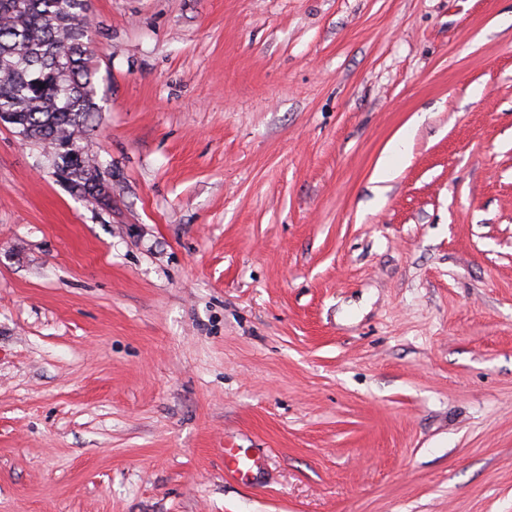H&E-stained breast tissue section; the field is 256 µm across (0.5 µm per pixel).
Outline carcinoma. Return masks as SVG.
<instances>
[{"label": "carcinoma", "mask_w": 512, "mask_h": 512, "mask_svg": "<svg viewBox=\"0 0 512 512\" xmlns=\"http://www.w3.org/2000/svg\"><path fill=\"white\" fill-rule=\"evenodd\" d=\"M88 25L89 0H0V113L31 143L71 144L54 165L95 198L96 169L75 153L100 110Z\"/></svg>", "instance_id": "carcinoma-1"}]
</instances>
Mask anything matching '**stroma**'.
I'll list each match as a JSON object with an SVG mask.
<instances>
[{
	"label": "stroma",
	"instance_id": "stroma-1",
	"mask_svg": "<svg viewBox=\"0 0 512 512\" xmlns=\"http://www.w3.org/2000/svg\"><path fill=\"white\" fill-rule=\"evenodd\" d=\"M90 15L109 204L0 125V512H512V0ZM223 450L225 468L231 475L242 478L255 467L256 461L247 450L232 447L223 448Z\"/></svg>",
	"mask_w": 512,
	"mask_h": 512
}]
</instances>
